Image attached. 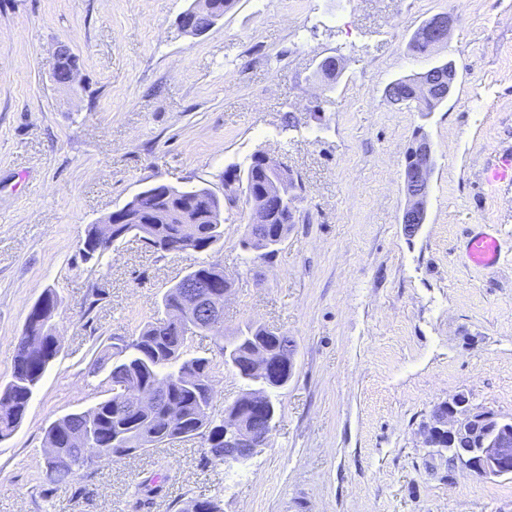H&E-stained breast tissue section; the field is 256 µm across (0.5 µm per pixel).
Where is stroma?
<instances>
[{
    "mask_svg": "<svg viewBox=\"0 0 512 512\" xmlns=\"http://www.w3.org/2000/svg\"><path fill=\"white\" fill-rule=\"evenodd\" d=\"M192 0H0V387L32 305H60L61 350L26 416L0 442V512H135L138 484L165 481L149 512L216 497L224 512H512V476L479 478L427 447L434 406L512 416V187L483 168L512 149V0H235L199 36L181 34ZM447 43L411 51L431 16ZM80 82L54 83L58 45ZM341 57L322 88L317 65ZM454 61L453 94L425 115L390 103L395 79ZM433 144L428 217L400 222L404 153ZM264 150L304 187L271 262L240 247L224 214L211 254L233 283L224 331L248 323L294 341L275 390L276 425L248 462L205 463L201 440L173 442L43 493L47 427L107 395L90 374L99 343L132 336L200 254L158 253L130 236L83 261L88 225L158 181L222 191L225 165ZM498 232L499 265L465 259L471 232ZM212 413L246 390L210 337Z\"/></svg>",
    "mask_w": 512,
    "mask_h": 512,
    "instance_id": "1",
    "label": "stroma"
}]
</instances>
